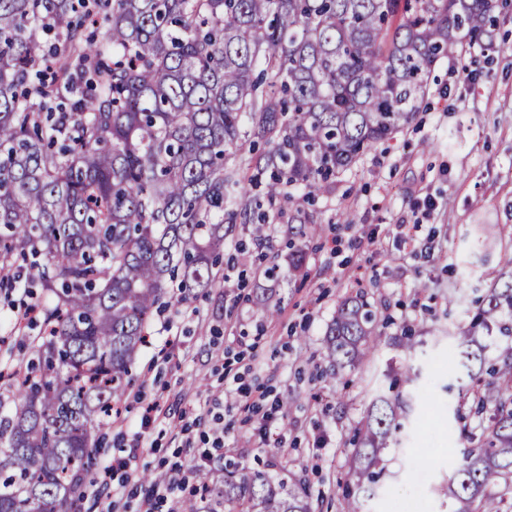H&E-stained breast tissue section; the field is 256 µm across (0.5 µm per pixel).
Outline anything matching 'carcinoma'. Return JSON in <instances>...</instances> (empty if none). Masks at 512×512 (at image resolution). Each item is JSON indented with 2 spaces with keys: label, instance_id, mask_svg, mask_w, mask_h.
<instances>
[{
  "label": "carcinoma",
  "instance_id": "1",
  "mask_svg": "<svg viewBox=\"0 0 512 512\" xmlns=\"http://www.w3.org/2000/svg\"><path fill=\"white\" fill-rule=\"evenodd\" d=\"M495 0H0V271L28 261L37 361L0 416V512H80L100 418L124 398L165 288H228L226 234L268 243L287 205L288 276L321 232L310 196L409 122L432 67L495 26ZM63 50L42 55L33 31ZM458 337L478 442L437 488L453 512H512V255ZM360 294L325 332L340 369L380 343ZM504 337L485 364L478 330ZM415 395L355 428L342 512H366ZM183 512H310L304 481L201 476Z\"/></svg>",
  "mask_w": 512,
  "mask_h": 512
}]
</instances>
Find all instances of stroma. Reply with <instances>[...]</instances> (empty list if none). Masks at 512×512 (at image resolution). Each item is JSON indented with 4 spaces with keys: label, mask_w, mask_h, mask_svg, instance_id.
I'll return each mask as SVG.
<instances>
[{
    "label": "stroma",
    "mask_w": 512,
    "mask_h": 512,
    "mask_svg": "<svg viewBox=\"0 0 512 512\" xmlns=\"http://www.w3.org/2000/svg\"><path fill=\"white\" fill-rule=\"evenodd\" d=\"M497 10L493 47L468 55L474 76H457V62L443 61L429 78V94L394 137L361 156L340 175L329 194L306 212L323 232L307 244L304 276L288 278V218H275L268 232L278 278L252 241H243L224 266L242 288L194 290L181 297L168 289V309L151 325L148 344L136 358L134 383L120 415L101 427L99 464L135 445L143 406L160 402L161 415L139 448V470L161 475L163 465L190 464L187 445L203 446L200 429L187 433L184 420L209 426L223 416L224 445L203 462L206 472L233 459L240 470L267 467L286 479L307 477L312 512H341V486L349 468L350 440L382 387L400 368L401 344L413 337L412 361L420 374L399 381L418 392L416 417L396 447L382 454L386 476L367 501L368 512H403L421 500L424 512H451L436 488L455 471L463 446L446 383H469L462 367H449L456 337L476 311V287L490 283L512 251V0ZM437 209L423 226L434 252L412 250L396 226L414 223L425 202ZM503 233L488 239L490 225ZM281 300L279 314L263 317L256 298L263 291ZM364 291L378 310L381 342L363 365L333 379L334 364L323 339L339 304ZM24 298L0 291V371L26 366L38 327L21 322ZM246 390L263 389L268 402L293 398L285 417L248 411L228 394V377ZM284 434L280 448L260 447L263 430ZM136 446V445H135ZM137 498L118 480L94 472L86 481L81 512H135Z\"/></svg>",
    "instance_id": "obj_1"
}]
</instances>
